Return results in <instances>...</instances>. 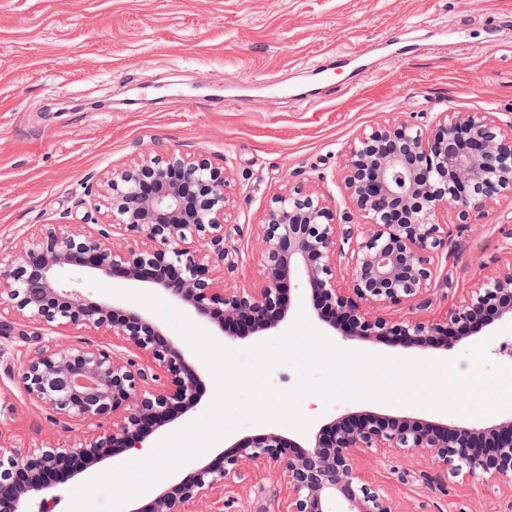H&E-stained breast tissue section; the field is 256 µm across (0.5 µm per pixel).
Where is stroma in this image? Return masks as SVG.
<instances>
[{
	"mask_svg": "<svg viewBox=\"0 0 512 512\" xmlns=\"http://www.w3.org/2000/svg\"><path fill=\"white\" fill-rule=\"evenodd\" d=\"M441 112H489L512 122V0H0V259L34 225L104 220L101 175L163 145L226 165L235 203L225 246L227 288L262 278L255 226L288 180H331L365 127ZM435 261L438 319L470 288L512 264V200L480 225L446 217ZM32 328L0 334V441L37 449L75 441L24 393L16 368L40 346ZM310 433L371 411L452 425L467 416L374 401L304 400ZM432 459L370 453L358 463L397 512H506L493 480L425 485ZM286 487L267 464L224 486V512H275Z\"/></svg>",
	"mask_w": 512,
	"mask_h": 512,
	"instance_id": "stroma-1",
	"label": "stroma"
}]
</instances>
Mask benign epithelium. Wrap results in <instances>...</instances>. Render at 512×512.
<instances>
[{
    "label": "benign epithelium",
    "mask_w": 512,
    "mask_h": 512,
    "mask_svg": "<svg viewBox=\"0 0 512 512\" xmlns=\"http://www.w3.org/2000/svg\"><path fill=\"white\" fill-rule=\"evenodd\" d=\"M341 184L349 208L340 216L331 199L301 182L271 198L259 225L263 277L256 288L217 287V275L233 265L224 247L231 184L227 170L203 154L159 148L135 158L102 180L110 223L88 230L61 222L29 234L0 265V311L14 316L0 320V331L16 321L49 333L94 329L118 337L128 353L50 341L23 360L28 398L64 429L89 434L78 444L0 448V512H28L29 503L55 490L48 476L74 479L88 462L140 448L200 402L202 369L160 322L63 285L65 271L145 283L229 340L227 325L238 322L255 336L276 331L290 314L286 292L300 286L343 339H387L415 353L446 350L496 320L512 321V265L477 283L442 319L374 312L430 291L432 260L448 245L441 214L476 224L485 208L512 199V122L444 112L428 132L409 121L366 128L345 150ZM344 245L346 288L336 267ZM378 451H426L453 477L493 478L512 488L511 419L467 427L365 412L323 425L304 444L276 432L243 437L128 512H193L200 502L205 512H224L218 491L255 463L286 477L277 512H331L336 500L345 512H394L356 469L360 455Z\"/></svg>",
    "instance_id": "benign-epithelium-1"
}]
</instances>
